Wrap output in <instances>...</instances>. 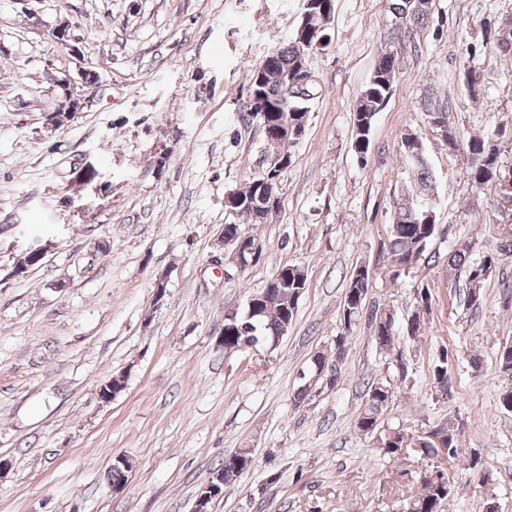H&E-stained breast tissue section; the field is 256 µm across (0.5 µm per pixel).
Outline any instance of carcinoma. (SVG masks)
Masks as SVG:
<instances>
[{"instance_id":"obj_1","label":"carcinoma","mask_w":512,"mask_h":512,"mask_svg":"<svg viewBox=\"0 0 512 512\" xmlns=\"http://www.w3.org/2000/svg\"><path fill=\"white\" fill-rule=\"evenodd\" d=\"M406 7L413 10L411 27L419 28L429 23V12L416 11L414 6H406L405 0H389L388 3V8L394 15ZM393 40L394 31L391 30L386 38L385 50L378 56L371 77L362 90L353 112L352 149L359 148L365 154L370 150V132L376 117L374 110L381 101L389 100L395 91L397 54L394 53ZM304 52L306 48L295 38L286 46L271 52L262 63L250 69V92L276 98L278 88L297 69ZM282 116L281 112H272L262 117L247 106L240 112L242 124L248 126L256 121L266 134L277 127V122ZM505 132L504 125L494 137L468 136L465 130L456 129L449 139L443 140V143L450 144V154L467 156V178L473 186L492 190L498 173L503 171L501 155L505 152V146L500 142L499 136ZM400 157L401 162L408 165L411 176L418 184L427 189L432 188L434 174L426 158L413 159L403 146L400 147ZM262 185V176L253 178L239 191L241 201L231 208V211L250 220L252 225L256 224ZM425 208L427 205L419 204L412 198H402L397 203L387 245V255L390 267L394 268V278L399 276L395 267L419 261L438 233L436 221L424 218ZM498 263V254L482 252L472 241L448 252V277L456 278L460 274L465 276L466 302L471 307H477L484 300L486 284L496 273ZM280 271V279L288 281V287L276 289L263 315H253L248 319L237 316L234 321L227 323L226 341L233 342L246 335L255 339L261 334L272 337L283 322L290 323L294 320L298 301L306 286V277L304 271L295 265H285ZM371 279L372 271L364 265H358L351 271L342 304L344 330H350L362 319ZM414 301V314L407 316L401 326L396 324L393 314L380 309L372 312L369 318L371 335L381 356L385 376L368 386L365 403L357 416V424L361 433L377 437L380 456L388 464L403 460V445H411V441L418 437V430L412 431L401 423L395 424L387 420L395 405L397 390L400 389L401 374L411 373L408 365L403 362L401 355L395 353L394 348L402 337L414 341L421 339L426 328L425 316L432 312L431 292L424 293L420 288L415 290ZM450 377L451 364L443 361V351L440 350L430 365V390L438 393L440 388L448 386ZM426 428H433L440 434V444H429L417 451L416 455L433 462L438 460L441 465L437 469L431 465L416 472L413 479L416 480L417 489L403 493L400 498L403 512H440L439 507L445 504L451 495L450 478L455 476L453 467L459 457L467 452L460 444L463 426L458 419L448 417L432 425L428 424ZM474 452L473 448L467 452L468 469L484 477L487 462L476 459ZM249 457L248 450L244 449L224 458L213 472L212 481L227 484L237 479L245 466H237L236 461H244Z\"/></svg>"}]
</instances>
